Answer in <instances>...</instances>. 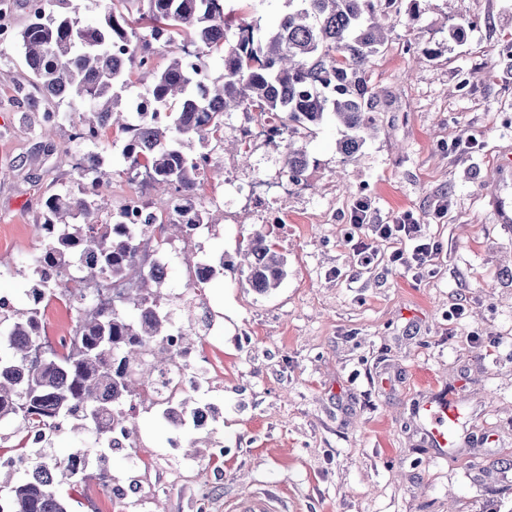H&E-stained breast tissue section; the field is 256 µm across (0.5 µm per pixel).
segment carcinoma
<instances>
[{
	"instance_id": "1",
	"label": "carcinoma",
	"mask_w": 512,
	"mask_h": 512,
	"mask_svg": "<svg viewBox=\"0 0 512 512\" xmlns=\"http://www.w3.org/2000/svg\"><path fill=\"white\" fill-rule=\"evenodd\" d=\"M70 0H29L30 21L15 37L33 84L47 99L84 101L82 139L93 144L114 133L122 138V156L130 179L148 178L161 195L194 194L204 169L197 143L206 149L224 143V115L231 107L257 112L287 134L284 161L297 175L308 164L293 132H312L326 116L346 129L338 142L348 161L374 128L371 113L378 95L370 83L373 57L385 45L386 23L400 12L402 0H287L288 13L263 31L224 13V0H112L104 22L86 24L62 12ZM185 36L195 54L172 52L168 66L152 67L150 41L171 45ZM127 45L124 56L113 47ZM223 57V72L213 74L206 58ZM149 84L155 107L148 117L119 108L117 85ZM179 104L176 112L171 103ZM78 190L52 196L41 224L33 225L39 251L27 257L33 273L69 253L58 236L72 238L86 254L101 256L96 265L64 266L68 274L41 280L36 287L66 295L74 282H112L107 305L79 300L73 340L64 352L36 335L43 314L25 304L0 316V421L16 429L67 427L79 443L94 431L99 414L112 412L120 423L125 407L170 362L164 346L170 336L187 340L190 330L170 316L173 299L145 267L134 237L113 233L105 225L115 218L101 190L98 157L87 153L75 164ZM151 203L142 204V224L156 245L184 236L179 220L155 222ZM248 259L245 281L259 294L277 288L285 260L276 244L256 231L239 243ZM235 273L219 260L197 280L202 288L214 278ZM83 481L64 461H34L31 472H0V512H76L63 483Z\"/></svg>"
}]
</instances>
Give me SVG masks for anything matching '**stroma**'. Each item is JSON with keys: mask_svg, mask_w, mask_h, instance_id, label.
Listing matches in <instances>:
<instances>
[{"mask_svg": "<svg viewBox=\"0 0 512 512\" xmlns=\"http://www.w3.org/2000/svg\"><path fill=\"white\" fill-rule=\"evenodd\" d=\"M412 5L402 0L373 60L375 132L347 162L333 118L301 138L306 187L282 205L287 242L245 210L225 213L223 179L204 175L216 231L203 253L238 263L240 241L261 231L286 275L265 295L238 276L203 288L219 331L201 339L214 386L195 401L221 409L224 452L201 457L196 479L152 474L164 512H199L206 491L220 505L263 490L287 512H512V0H420L413 23ZM34 102L62 112L53 137L39 134ZM82 110L38 98L18 41L0 45V296L20 306L33 226L50 195L74 187L87 150L70 137ZM121 152L118 141L97 148L112 204L153 198L150 183L129 182ZM362 198L377 224L413 212L438 246L429 271L394 266L398 244L383 239L374 263L358 264L350 215ZM444 387L462 411L443 454L411 405ZM137 422L142 461L184 458L157 413Z\"/></svg>", "mask_w": 512, "mask_h": 512, "instance_id": "stroma-1", "label": "stroma"}]
</instances>
